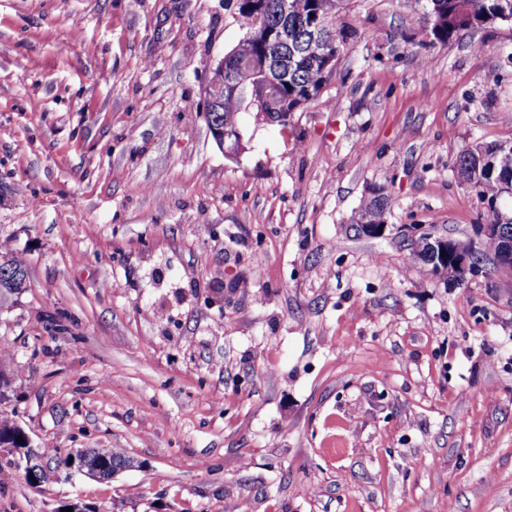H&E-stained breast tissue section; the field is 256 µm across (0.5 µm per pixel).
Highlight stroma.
Instances as JSON below:
<instances>
[{
	"label": "stroma",
	"instance_id": "1",
	"mask_svg": "<svg viewBox=\"0 0 512 512\" xmlns=\"http://www.w3.org/2000/svg\"><path fill=\"white\" fill-rule=\"evenodd\" d=\"M345 19L319 98L285 128L240 112L232 160L202 92L232 0H0V241L28 283L0 301V411L136 462L36 489L0 455V512H512V272L411 260L488 221L455 161L512 142V25ZM389 206V196L384 187H373L370 191L369 197L363 202L359 208L362 218H366L369 224H363L362 220H358L356 224L359 233L366 237H379L383 235L387 224H374L383 223L386 221L387 210Z\"/></svg>",
	"mask_w": 512,
	"mask_h": 512
}]
</instances>
